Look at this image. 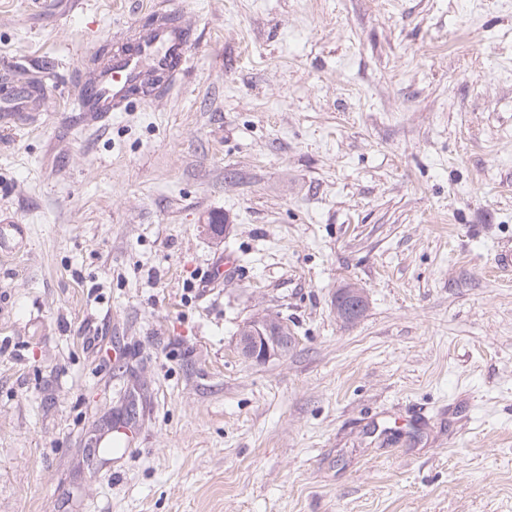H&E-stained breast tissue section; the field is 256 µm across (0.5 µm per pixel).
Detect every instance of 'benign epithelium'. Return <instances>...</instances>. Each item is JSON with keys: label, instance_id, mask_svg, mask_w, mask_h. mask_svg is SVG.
I'll return each mask as SVG.
<instances>
[{"label": "benign epithelium", "instance_id": "7a95c632", "mask_svg": "<svg viewBox=\"0 0 512 512\" xmlns=\"http://www.w3.org/2000/svg\"><path fill=\"white\" fill-rule=\"evenodd\" d=\"M345 300L336 303V308L350 307V313L359 316L365 304L362 289L355 285L344 287ZM237 348L240 355L251 361L263 362L283 356L291 348L294 337L288 335V328L276 326L274 317L256 313L243 322L237 333Z\"/></svg>", "mask_w": 512, "mask_h": 512}]
</instances>
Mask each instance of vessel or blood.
<instances>
[{
  "mask_svg": "<svg viewBox=\"0 0 512 512\" xmlns=\"http://www.w3.org/2000/svg\"><path fill=\"white\" fill-rule=\"evenodd\" d=\"M194 44L191 30L172 13L161 12L149 30L130 38L114 37L112 54L84 83L79 92L81 111L106 116L122 111L130 89L148 76L161 81L173 80L187 61ZM138 437L134 426L120 424L100 441L113 446H131Z\"/></svg>",
  "mask_w": 512,
  "mask_h": 512,
  "instance_id": "b4317fda",
  "label": "vessel or blood"
}]
</instances>
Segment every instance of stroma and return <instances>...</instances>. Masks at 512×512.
Here are the masks:
<instances>
[{
    "label": "stroma",
    "mask_w": 512,
    "mask_h": 512,
    "mask_svg": "<svg viewBox=\"0 0 512 512\" xmlns=\"http://www.w3.org/2000/svg\"><path fill=\"white\" fill-rule=\"evenodd\" d=\"M157 2L0 0V512H512V0H165L186 71L87 121ZM236 342L243 358L263 362L285 355L294 342V336L288 335L284 324L276 328L273 316L259 312L243 322ZM138 438V431L132 425L120 424L112 426V430L97 441V446L101 447L104 444L112 443V447L123 446L127 448L131 446Z\"/></svg>",
    "instance_id": "obj_1"
}]
</instances>
